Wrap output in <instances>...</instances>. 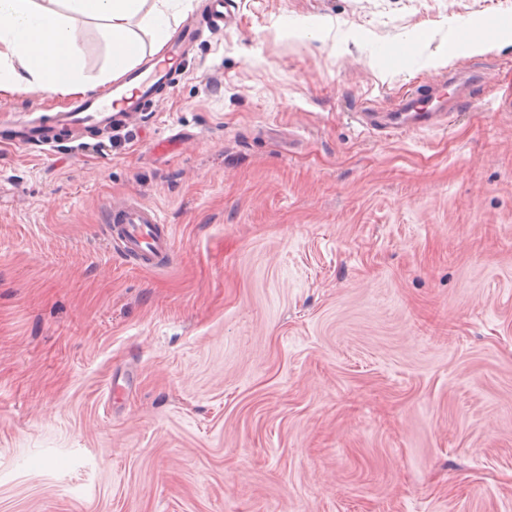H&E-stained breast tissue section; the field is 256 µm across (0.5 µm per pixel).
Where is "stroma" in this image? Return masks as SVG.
I'll return each mask as SVG.
<instances>
[{
	"label": "stroma",
	"mask_w": 512,
	"mask_h": 512,
	"mask_svg": "<svg viewBox=\"0 0 512 512\" xmlns=\"http://www.w3.org/2000/svg\"><path fill=\"white\" fill-rule=\"evenodd\" d=\"M229 13L141 119L0 144V512H512V45L433 65L512 0ZM473 71L447 124L355 118ZM122 202L170 268L108 243ZM356 118L366 129L405 130L409 127L402 121L392 120V118L381 116L376 112H359L356 113ZM110 241L123 244L126 254L140 266L163 270L175 258L172 231L151 206H110L106 213Z\"/></svg>",
	"instance_id": "obj_1"
}]
</instances>
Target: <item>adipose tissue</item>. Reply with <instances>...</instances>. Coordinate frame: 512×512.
<instances>
[{
  "label": "adipose tissue",
  "instance_id": "adipose-tissue-1",
  "mask_svg": "<svg viewBox=\"0 0 512 512\" xmlns=\"http://www.w3.org/2000/svg\"><path fill=\"white\" fill-rule=\"evenodd\" d=\"M172 0H0V90L24 87L46 94H85L83 52L74 24L99 21L110 42L111 63L101 76H122L145 53H159L172 32ZM143 25L150 42L135 30Z\"/></svg>",
  "mask_w": 512,
  "mask_h": 512
}]
</instances>
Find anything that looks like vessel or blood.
Here are the masks:
<instances>
[{
	"mask_svg": "<svg viewBox=\"0 0 512 512\" xmlns=\"http://www.w3.org/2000/svg\"><path fill=\"white\" fill-rule=\"evenodd\" d=\"M198 31L185 29L178 42L162 58H152L140 68L126 72L104 94L89 96L74 102L65 110L45 117L22 119L12 123L0 122V143L12 146L44 144L61 130H92L98 127L120 126L135 115L151 111L154 102L170 90L174 76L187 63L181 49L183 43L195 41ZM399 120L375 112H360L356 118L369 129H404V117H412L417 126L430 124L434 113L425 111L420 100L413 96L402 99ZM110 239L123 244L126 254L140 266L163 270L175 258L170 225L164 224L153 207L138 205L111 207L106 213Z\"/></svg>",
	"mask_w": 512,
	"mask_h": 512,
	"instance_id": "vessel-or-blood-1",
	"label": "vessel or blood"
}]
</instances>
